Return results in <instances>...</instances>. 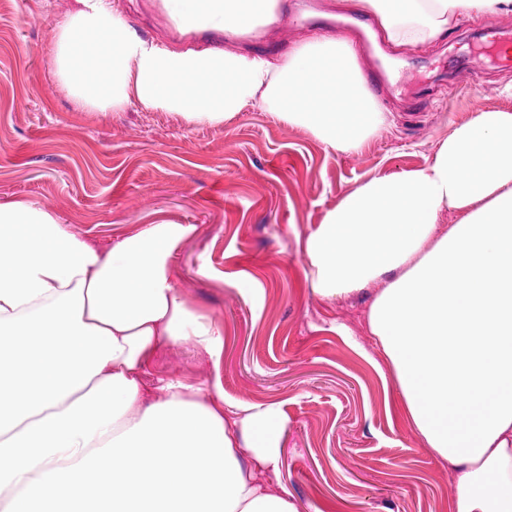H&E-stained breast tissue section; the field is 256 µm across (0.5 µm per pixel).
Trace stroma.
<instances>
[{"mask_svg":"<svg viewBox=\"0 0 512 512\" xmlns=\"http://www.w3.org/2000/svg\"><path fill=\"white\" fill-rule=\"evenodd\" d=\"M286 0L271 43L311 30ZM142 36L200 45L174 33L153 0H113ZM75 0H0V204L33 201L74 236L103 249L141 225H194L171 260L187 305L224 328L220 363L162 342L143 379L197 388L221 382L226 400L275 403L284 415L272 489L299 512H453L447 465L413 431L388 362L367 326L384 281L326 300L304 270L307 234L371 176L430 162L455 127L481 110L512 111V66L487 55L479 16H461L436 42L395 48L397 77L381 105L387 125L360 152L327 148L308 131L247 108L221 125L185 127L170 112L129 106L75 111L54 76V24ZM473 82L454 78L457 64Z\"/></svg>","mask_w":512,"mask_h":512,"instance_id":"1","label":"stroma"}]
</instances>
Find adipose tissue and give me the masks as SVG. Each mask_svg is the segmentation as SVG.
<instances>
[{
	"mask_svg": "<svg viewBox=\"0 0 512 512\" xmlns=\"http://www.w3.org/2000/svg\"><path fill=\"white\" fill-rule=\"evenodd\" d=\"M396 46L436 41L463 14L512 0H355ZM283 0H162L175 49L140 35L112 0H76L55 25V76L80 112L139 104L186 126L247 107L361 150L387 124L355 51L312 33L277 57L259 45ZM95 43H86V35ZM464 212L440 229L441 212ZM193 225L161 221L102 251L32 202L0 205V496L4 512H298L267 490L278 406L227 402L142 374L161 341L210 359L224 328L182 300L170 258ZM306 275L332 300L380 278L368 327L427 449L447 463L455 512H512V112H478L433 160L367 179L307 235Z\"/></svg>",
	"mask_w": 512,
	"mask_h": 512,
	"instance_id": "obj_1",
	"label": "adipose tissue"
}]
</instances>
